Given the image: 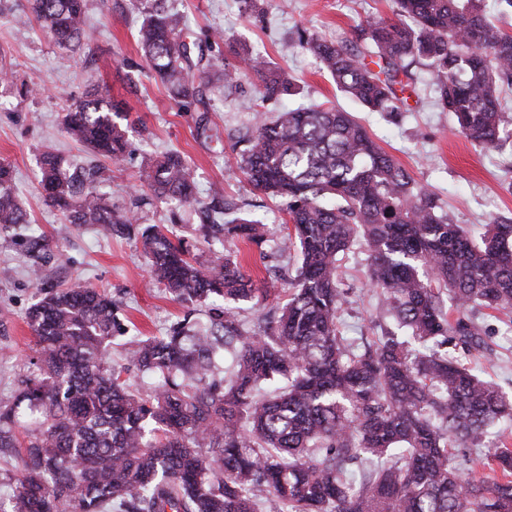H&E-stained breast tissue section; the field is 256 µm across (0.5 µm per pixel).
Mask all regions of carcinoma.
Here are the masks:
<instances>
[{"instance_id":"obj_1","label":"carcinoma","mask_w":512,"mask_h":512,"mask_svg":"<svg viewBox=\"0 0 512 512\" xmlns=\"http://www.w3.org/2000/svg\"><path fill=\"white\" fill-rule=\"evenodd\" d=\"M40 29L63 47L93 39L85 0H29ZM167 0H137L136 41L176 104L209 111L213 79L259 81L257 100L296 94L288 74L259 54L229 66L213 41L187 40ZM265 22L262 0H240ZM482 0H394L397 21L358 25L334 44L301 29L340 91L395 121L411 110L415 67L435 78L437 102L472 144L512 154L503 93L512 90V33L494 26ZM120 107L92 89L67 110L74 142L117 164L129 147ZM238 170L282 203L299 263L278 317V294L257 288L235 252L209 249L204 263L164 225L140 226L134 207H117L101 188L103 170L39 159L46 203L69 223L139 241L172 299L206 304L166 335L133 342L128 358L152 378L141 392L112 364L118 306L82 285L48 289L28 310L33 369L18 380L13 406L0 409V447L25 430L19 474L0 512H512V449L492 429L512 420V396L448 358V348L482 349L470 312L512 310V218H494L473 240L351 113L313 104L257 111ZM148 188L161 200L201 208L199 237L266 242L258 219L227 218L202 205L193 170L177 150L146 161ZM30 224L0 163V229ZM27 252L49 248L25 235ZM362 242L368 281L400 333L371 344L342 336L346 303L341 261ZM452 300L456 315L446 309ZM243 303L258 312L237 319ZM486 453L501 471L488 479L462 469L457 449Z\"/></svg>"}]
</instances>
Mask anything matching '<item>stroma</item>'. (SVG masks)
<instances>
[{"mask_svg": "<svg viewBox=\"0 0 512 512\" xmlns=\"http://www.w3.org/2000/svg\"><path fill=\"white\" fill-rule=\"evenodd\" d=\"M171 2L190 35L202 39L222 33L213 51L225 61H233L235 50L246 47L287 70L300 93L284 98V105L329 103L355 115L418 183L438 194L449 217L473 237L484 233L491 218L512 216V156L476 147L458 132L452 115L436 107L433 77L425 67L417 69L420 80L413 111L394 124L341 92L319 61L298 46L302 29L341 41L360 23L394 19L393 0H289L285 10L279 0H267L262 24L243 15L239 0ZM27 6V0H0V50L15 71L14 87L0 86V162L12 166L20 203L33 227L50 241V251L40 264L45 283L102 289L119 303L125 332L110 344L111 358L114 364L127 366L134 387L144 389L150 380L128 367L127 341L164 335L182 320L187 308L152 278L149 261L135 240L101 237L93 227L69 224L47 206L37 158L52 150L81 164L90 159L89 150L67 138L62 117L86 88H99L104 97L125 103L129 112L130 152L113 167L105 185L113 201L126 202L136 189L146 188L144 158L179 150L196 170L200 199H208L211 187L220 186L225 204L237 216L265 224L266 243L258 247L238 241L239 259L254 280L280 289L294 275L298 254L281 228L285 215L277 201L254 190L238 174V151L232 142L252 128L254 86L247 80L239 88L210 93L208 117L221 137L205 138L197 132V113L181 111L143 64L135 39L140 17L133 0H87L94 39L76 53L56 45L37 24L14 23L12 14L26 11ZM21 83L38 87L39 95L19 96L16 87ZM142 216L147 224L173 226L191 253L207 255L208 246L195 232L198 218L191 209L157 201L145 206ZM274 250L279 256L270 273L264 255ZM366 258L364 246L357 243L342 263L348 294L341 313L343 336L365 344L394 327L379 313L378 297L367 283ZM31 264L16 233L0 232V407L14 402L18 378L27 372L35 349L26 314L42 291L29 276ZM477 322L485 342L482 356L474 359L460 350L454 356L512 393V317L485 309Z\"/></svg>", "mask_w": 512, "mask_h": 512, "instance_id": "stroma-1", "label": "stroma"}]
</instances>
